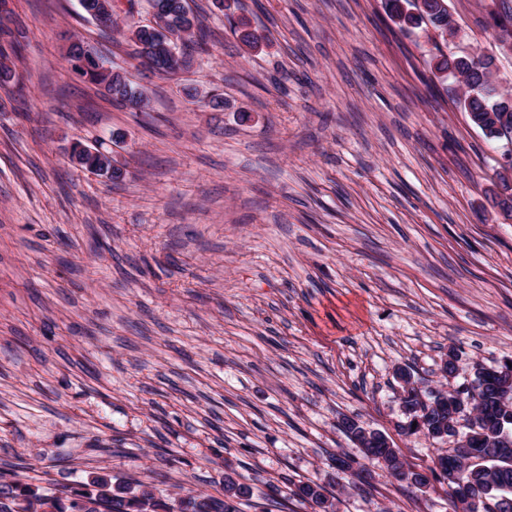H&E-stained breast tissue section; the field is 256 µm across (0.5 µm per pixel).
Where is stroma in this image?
<instances>
[{
    "mask_svg": "<svg viewBox=\"0 0 512 512\" xmlns=\"http://www.w3.org/2000/svg\"><path fill=\"white\" fill-rule=\"evenodd\" d=\"M189 4L213 45L167 80L79 0H10L29 49L14 63L23 109L0 89V469L218 498L229 475L292 512H313L292 495L313 481L338 512H451L441 486L369 461L365 493L331 458L362 457L349 416L430 465L435 443L398 432L396 368L427 390L449 349L460 384L512 358L499 143L434 81L430 32L401 31L385 0ZM447 4L512 90L501 0ZM232 17L267 36L260 52ZM64 30L140 85L146 111L71 71ZM74 139L124 178L73 165Z\"/></svg>",
    "mask_w": 512,
    "mask_h": 512,
    "instance_id": "35a3bbf8",
    "label": "stroma"
}]
</instances>
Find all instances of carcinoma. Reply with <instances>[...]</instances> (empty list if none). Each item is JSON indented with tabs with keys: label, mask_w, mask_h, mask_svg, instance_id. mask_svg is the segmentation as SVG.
Segmentation results:
<instances>
[{
	"label": "carcinoma",
	"mask_w": 512,
	"mask_h": 512,
	"mask_svg": "<svg viewBox=\"0 0 512 512\" xmlns=\"http://www.w3.org/2000/svg\"><path fill=\"white\" fill-rule=\"evenodd\" d=\"M147 2L158 8L154 16L158 30H152L150 25L137 26L128 30L125 39L134 59H152L154 65L148 70L171 79L190 67L196 56L210 51L209 34L187 0ZM80 4L86 13L92 9L101 11L98 26L103 34L119 29V14L104 12L111 0H80ZM385 4L388 16L401 28H417L425 23L442 29L452 24L446 0H419L417 5L411 0H385ZM231 26L249 49L260 46L262 36L248 29L247 22L239 19ZM0 36L10 39L11 50L9 55L0 51L1 87L13 81L10 62L21 57L25 45L23 32L18 28L0 26ZM430 65L441 79L456 72L462 76L459 86L463 92L458 103L485 136L496 140L500 131L512 130V97L487 96L495 66L493 56L441 51L431 58ZM89 80L104 90V96L123 107L138 110L145 104L144 93L118 71L108 79L92 75ZM398 372L411 385L401 397L403 413L411 418V424L401 426L400 435L423 436L439 444L440 434L456 423L461 425L465 444L437 449L433 465L423 469L408 462L385 433L377 431L367 436L355 419L346 417L341 427L359 445L364 459L383 462L397 481L421 492L435 483L447 486L452 512H458L457 501L464 494L472 499L470 512H512V367L506 363L480 365L478 388L463 383L448 388L440 397L420 394L412 387L410 371L400 368ZM253 496L263 499L265 493L227 475L222 500L199 493L175 497L173 501L185 504L184 512H239L238 500ZM294 496L315 504L322 512H335L334 500L316 483L299 485ZM85 499L98 505L95 512H171V505L152 487L115 480L104 471L93 472L87 481L63 490L21 484L0 472V512H83Z\"/></svg>",
	"instance_id": "1"
}]
</instances>
